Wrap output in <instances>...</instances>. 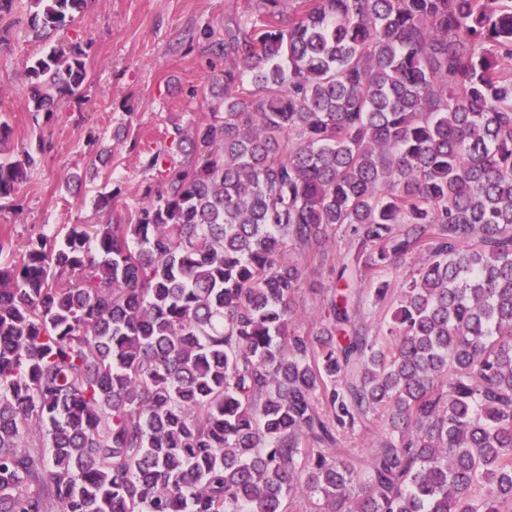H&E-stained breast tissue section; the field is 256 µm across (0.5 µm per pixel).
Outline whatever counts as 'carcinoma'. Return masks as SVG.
<instances>
[{"instance_id": "obj_1", "label": "carcinoma", "mask_w": 512, "mask_h": 512, "mask_svg": "<svg viewBox=\"0 0 512 512\" xmlns=\"http://www.w3.org/2000/svg\"><path fill=\"white\" fill-rule=\"evenodd\" d=\"M88 0H29L44 39ZM224 111L119 224L0 267V512H503L512 503V0H229ZM30 59L32 111L89 78ZM43 142L0 156L12 200ZM346 237L344 252L327 243ZM343 282L293 326L301 263ZM401 287L385 332L361 300ZM384 431L363 460L340 430ZM417 257L407 258L401 263V267L397 271L391 279V294L389 299L377 306L371 305L368 310H366V320L368 325L371 326L373 333L380 328L387 320H390L391 313L393 310L392 302L396 303L397 296L399 295L400 287L402 281L409 276V274L415 269L417 266Z\"/></svg>"}]
</instances>
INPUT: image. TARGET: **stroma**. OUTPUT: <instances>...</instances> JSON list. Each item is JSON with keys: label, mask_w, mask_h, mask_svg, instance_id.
I'll list each match as a JSON object with an SVG mask.
<instances>
[{"label": "stroma", "mask_w": 512, "mask_h": 512, "mask_svg": "<svg viewBox=\"0 0 512 512\" xmlns=\"http://www.w3.org/2000/svg\"><path fill=\"white\" fill-rule=\"evenodd\" d=\"M28 11V0H15L0 19L8 37L0 44V117L11 126L5 150L17 153L39 137L51 149L0 211L1 265L19 262L38 234L61 237L70 225L100 223L94 199L114 187L122 189L114 213L131 221L144 187L156 181L145 156L175 155L172 126L209 120L224 68L211 43L224 35L225 0H89L47 42L30 33ZM76 42L88 54L87 83L53 117L30 112L28 58ZM303 268L294 296L302 328L317 319L335 282L328 268Z\"/></svg>", "instance_id": "35a3bbf8"}]
</instances>
